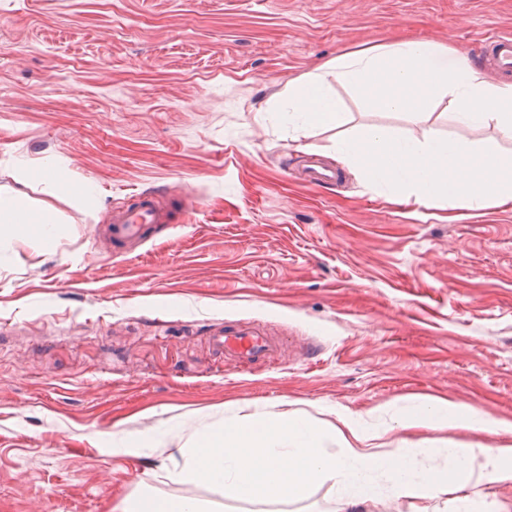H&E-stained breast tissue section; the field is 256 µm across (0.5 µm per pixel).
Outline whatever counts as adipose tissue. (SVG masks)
<instances>
[{
	"label": "adipose tissue",
	"instance_id": "adipose-tissue-1",
	"mask_svg": "<svg viewBox=\"0 0 512 512\" xmlns=\"http://www.w3.org/2000/svg\"><path fill=\"white\" fill-rule=\"evenodd\" d=\"M351 89L375 111L404 113L414 120L429 119L443 104L462 128L489 127L512 138V84L487 78L465 55L430 40H397L366 45L337 57L306 74L289 87L279 104L289 126L306 134L319 126L347 122L336 87ZM57 211L36 206L24 191L0 189V240L13 227H34L46 246L56 239ZM445 423L452 429L496 433L511 423L449 399L421 397L396 411L393 428L403 432ZM383 432L368 426L363 415L338 416L323 428L294 411L281 410L256 418L244 413L223 428L196 431L179 453L181 463L167 472L176 484L201 482L220 489L225 498L242 502L304 499L316 480L331 483L340 495L338 512L378 497L375 477H384L391 497L411 504L452 496L454 512H482L479 501L463 495L471 474L496 485L512 486V444L497 448L449 444L444 453L455 462L452 472H418L412 451H375ZM339 445L340 454L326 450ZM113 512H210L202 501L183 498L168 502L136 489L114 506Z\"/></svg>",
	"mask_w": 512,
	"mask_h": 512
}]
</instances>
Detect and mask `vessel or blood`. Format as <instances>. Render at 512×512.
Returning a JSON list of instances; mask_svg holds the SVG:
<instances>
[{
  "mask_svg": "<svg viewBox=\"0 0 512 512\" xmlns=\"http://www.w3.org/2000/svg\"><path fill=\"white\" fill-rule=\"evenodd\" d=\"M487 52L496 66L512 75V37L490 39ZM167 213L157 198L150 194L139 196L133 204L116 210L109 226L112 247L123 254L133 253L142 243L161 230ZM212 342L225 357L247 365H263L277 355L280 342L267 335L261 327L243 325L214 334Z\"/></svg>",
  "mask_w": 512,
  "mask_h": 512,
  "instance_id": "1",
  "label": "vessel or blood"
}]
</instances>
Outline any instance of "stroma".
Segmentation results:
<instances>
[{"mask_svg": "<svg viewBox=\"0 0 512 512\" xmlns=\"http://www.w3.org/2000/svg\"><path fill=\"white\" fill-rule=\"evenodd\" d=\"M512 35V0H0V186L60 216L0 247V512H112L139 489L213 512H334L330 484L297 502L225 500L167 481L178 449L231 409L286 402L324 425L399 397L447 398L512 422V210L387 202L339 162L341 133L382 125L470 142L512 139L452 119L369 112L300 135L277 111L316 66L364 43L433 40L495 80L484 41ZM70 189L44 191V158ZM336 183L307 186L310 162ZM93 185L95 196L76 193ZM147 189L169 227L139 256L103 228ZM257 324L284 343L245 368L211 337ZM165 447L114 453L119 437ZM417 470L447 442L512 433L416 430Z\"/></svg>", "mask_w": 512, "mask_h": 512, "instance_id": "stroma-1", "label": "stroma"}]
</instances>
